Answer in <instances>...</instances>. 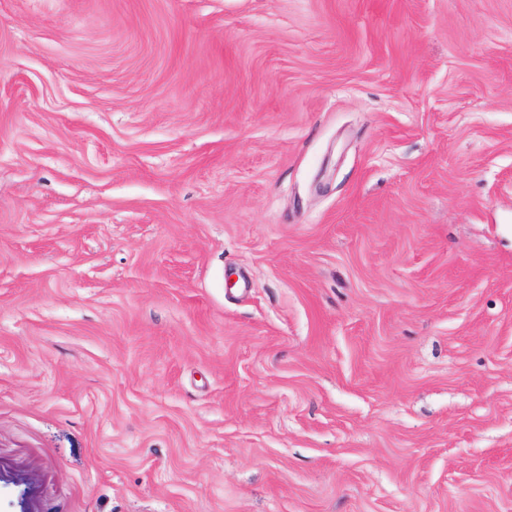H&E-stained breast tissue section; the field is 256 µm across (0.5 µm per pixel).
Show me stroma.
Listing matches in <instances>:
<instances>
[{"mask_svg":"<svg viewBox=\"0 0 512 512\" xmlns=\"http://www.w3.org/2000/svg\"><path fill=\"white\" fill-rule=\"evenodd\" d=\"M0 512H512V0H0Z\"/></svg>","mask_w":512,"mask_h":512,"instance_id":"1","label":"stroma"}]
</instances>
